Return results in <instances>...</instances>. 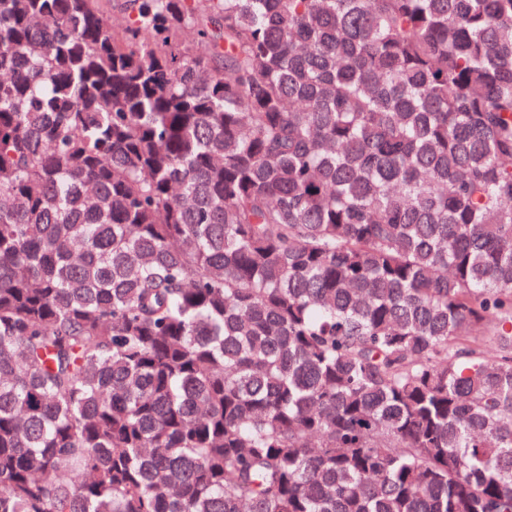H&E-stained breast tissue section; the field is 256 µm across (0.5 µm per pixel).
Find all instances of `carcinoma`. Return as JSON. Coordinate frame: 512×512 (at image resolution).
Here are the masks:
<instances>
[{"label":"carcinoma","mask_w":512,"mask_h":512,"mask_svg":"<svg viewBox=\"0 0 512 512\" xmlns=\"http://www.w3.org/2000/svg\"><path fill=\"white\" fill-rule=\"evenodd\" d=\"M0 0V512H512V0Z\"/></svg>","instance_id":"carcinoma-1"}]
</instances>
